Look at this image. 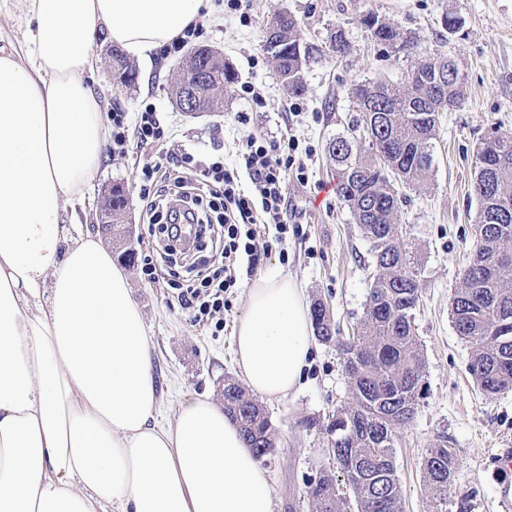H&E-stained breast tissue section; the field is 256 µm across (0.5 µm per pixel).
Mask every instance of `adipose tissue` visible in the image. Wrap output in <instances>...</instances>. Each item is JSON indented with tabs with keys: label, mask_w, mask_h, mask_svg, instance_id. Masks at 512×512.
<instances>
[{
	"label": "adipose tissue",
	"mask_w": 512,
	"mask_h": 512,
	"mask_svg": "<svg viewBox=\"0 0 512 512\" xmlns=\"http://www.w3.org/2000/svg\"><path fill=\"white\" fill-rule=\"evenodd\" d=\"M23 2L33 56H0V512H273L268 472L221 407L189 396L160 424L127 277L100 238L60 222L109 134L89 46L145 55L204 0ZM311 332L294 281L255 280L234 336L247 386L295 392Z\"/></svg>",
	"instance_id": "obj_1"
}]
</instances>
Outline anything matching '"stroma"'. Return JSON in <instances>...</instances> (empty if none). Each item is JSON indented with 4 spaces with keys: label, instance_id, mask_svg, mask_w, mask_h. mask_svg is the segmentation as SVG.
<instances>
[{
    "label": "stroma",
    "instance_id": "1",
    "mask_svg": "<svg viewBox=\"0 0 512 512\" xmlns=\"http://www.w3.org/2000/svg\"><path fill=\"white\" fill-rule=\"evenodd\" d=\"M282 10L297 19L305 41L325 44L340 28L351 45L345 57L311 62L305 72L307 93L300 99L288 96L262 47L266 27ZM370 12L413 36L419 49L447 54L464 76L461 105L439 115L431 179L401 190L406 202L399 213L400 232L420 271L415 329L428 388L414 418L396 429L402 509L430 512L423 462L428 448L444 441L457 459L447 512H505L500 499L512 496V472L501 473L498 464L500 454L512 449V390L487 394L477 386L469 370L473 345L457 335L449 300L473 255L476 149L489 136L512 135V0H250L246 23L225 9L222 0H208L201 10L198 42L222 50L237 79L224 90L223 111L198 118L181 112L173 101L171 74L178 55L130 56L138 80L134 87L121 88L111 82L113 44L98 39L91 50L103 112L133 113L141 101L152 102L163 113L171 137L160 146L105 150L82 194L65 203L62 221L75 232L96 233V216L110 187H126L138 259L125 272L153 350L160 420L172 421L185 397L204 394L220 401L225 377H238L233 334L247 308L250 279L242 277L232 290L223 334L210 335L191 323L167 284L149 283L142 272L140 257L153 247L154 238L134 176L162 152L220 154L230 167L248 136L289 133L299 141L296 161L308 175L307 183L292 177L287 185L288 212L298 230L282 245L259 230L257 240L266 255L258 272L294 280L307 303L324 302L341 335H352L365 309L373 263L368 240L338 200L328 144L348 133L355 109L348 95L352 85L382 78L404 86L415 63L414 56L402 52L379 55L361 23ZM448 13L464 20L452 35L442 27ZM31 26L19 0H0V55L28 59ZM245 84L254 86L255 95L242 93ZM348 399L341 351L317 340L301 387L284 398L264 400L278 430L267 466L275 512H310L301 492L328 464L327 416Z\"/></svg>",
    "mask_w": 512,
    "mask_h": 512
}]
</instances>
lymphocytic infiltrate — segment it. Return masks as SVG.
<instances>
[{
    "label": "lymphocytic infiltrate",
    "mask_w": 512,
    "mask_h": 512,
    "mask_svg": "<svg viewBox=\"0 0 512 512\" xmlns=\"http://www.w3.org/2000/svg\"><path fill=\"white\" fill-rule=\"evenodd\" d=\"M112 147L125 151L129 144L144 147L165 141L169 128L150 103H142L136 117L109 112ZM298 145L294 138L249 137L240 150L241 166L230 169L223 162L204 160L185 152L177 157L159 156L136 176L139 197L156 228L164 256L182 255L188 278L177 284V302L193 320L209 321L214 332L224 330L222 313L227 294L240 274H253L261 263L256 244L257 225L271 227L277 242L288 236L289 215L285 196L288 173L306 180L305 171H293ZM247 172L251 188L241 190L240 172ZM190 216L197 224L196 250L211 249L213 257L199 261L182 252L179 222Z\"/></svg>",
    "instance_id": "obj_1"
}]
</instances>
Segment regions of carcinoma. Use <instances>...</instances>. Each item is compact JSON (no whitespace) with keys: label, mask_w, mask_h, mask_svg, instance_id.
Masks as SVG:
<instances>
[{"label":"carcinoma","mask_w":512,"mask_h":512,"mask_svg":"<svg viewBox=\"0 0 512 512\" xmlns=\"http://www.w3.org/2000/svg\"><path fill=\"white\" fill-rule=\"evenodd\" d=\"M272 22L273 38L281 46L269 57L292 97L306 94L301 75L311 61L327 53L339 58L348 52L341 29L323 47L304 41L292 17L278 12ZM363 24L370 40L384 51L414 43L373 13L365 15ZM112 59L124 76L122 85H134L136 68L117 49L112 50ZM423 59L443 63L447 80L442 93L460 100L463 77L455 61L435 53ZM235 80L234 69L215 55L208 78L194 85L196 103L211 112L222 111L224 87ZM351 96L360 112L352 129L360 127L362 134L336 137L328 153L336 163L339 198L370 242L374 273L364 316L352 340H340L324 303L314 302L310 314L317 338L341 348L350 380L351 401L328 416L327 431L336 433L332 450L336 468L353 493L356 512H400L395 428L414 417L427 388L413 316L420 296L418 270L411 266L409 249L393 234L401 205L393 185L398 181L411 186L433 174L438 93L417 79L403 87L376 80L357 86ZM494 140L495 153L486 150L485 140L477 148L474 255L449 303L457 334L474 344L472 375L488 394L512 389V136ZM125 205V198L112 195V206L104 208L99 219L119 223ZM221 396L224 413L238 424L246 447L267 463L276 440L268 413L229 377ZM456 464L454 450L447 445L438 443L428 450L424 474L438 500L434 512H443L440 506L448 502ZM337 482L328 468L305 485L303 497L312 512H346L349 501L336 494Z\"/></svg>","instance_id":"1"}]
</instances>
